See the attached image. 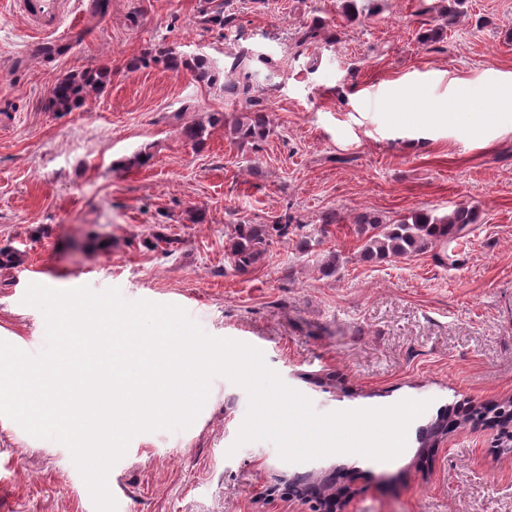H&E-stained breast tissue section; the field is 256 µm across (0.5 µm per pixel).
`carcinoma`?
I'll return each instance as SVG.
<instances>
[{
  "mask_svg": "<svg viewBox=\"0 0 512 512\" xmlns=\"http://www.w3.org/2000/svg\"><path fill=\"white\" fill-rule=\"evenodd\" d=\"M342 12L351 18L375 15L374 0H338ZM466 0H448V4L433 6L436 12L434 25L425 30L421 39L425 43L443 40L447 29L464 13ZM237 13L233 0H201L197 23L205 28L217 26L231 29L236 26ZM324 21L315 18L303 24L295 33V46L300 48L319 41ZM231 62L224 66V76L229 82L224 85L226 93L235 104L237 112H211L207 122H194L184 125L180 134L187 141L203 144L209 135L208 129L224 128V134L240 147L257 149L271 133L270 122L264 106L263 81L260 73L252 67L254 55L247 49L227 53ZM163 65L164 68L179 73L188 71L203 83L213 84L218 80L212 61L204 55L184 56L170 49L155 53L147 52L132 59L128 68L132 70L150 65ZM112 78V71L96 68L76 73H67L57 79L47 98L46 108L50 112H73L84 107L88 99L101 91ZM321 225L302 224L290 214L274 218L267 224H249L240 221L233 226L226 240V258L231 268L240 275L251 273L257 264L269 255L270 247L279 241L297 237L296 246L302 251L311 250L320 244V236L328 226L339 224L342 218L334 210L324 213ZM476 223V215L464 203H458L450 213L439 216L428 211H412L393 222H385L374 214L364 213L356 218L357 234L362 239L360 258L366 262H382L399 258H410L448 241L462 237L467 225ZM494 419L501 428L500 446L512 444V399L495 404ZM456 420L448 415V410L437 413L436 418L419 429L418 443L422 448H433Z\"/></svg>",
  "mask_w": 512,
  "mask_h": 512,
  "instance_id": "obj_1",
  "label": "carcinoma"
}]
</instances>
